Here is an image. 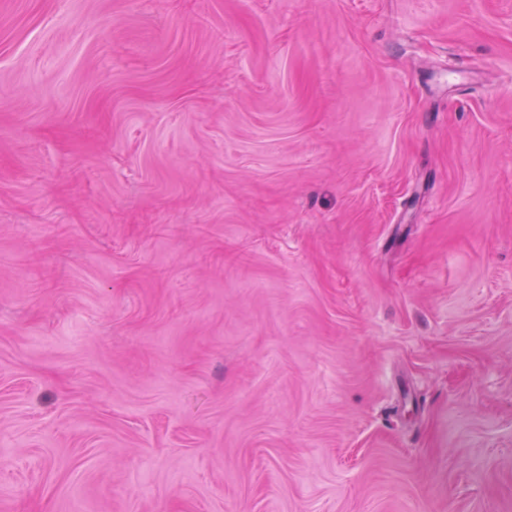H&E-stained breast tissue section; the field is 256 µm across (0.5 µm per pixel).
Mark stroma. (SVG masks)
<instances>
[{
	"label": "stroma",
	"mask_w": 512,
	"mask_h": 512,
	"mask_svg": "<svg viewBox=\"0 0 512 512\" xmlns=\"http://www.w3.org/2000/svg\"><path fill=\"white\" fill-rule=\"evenodd\" d=\"M0 512H512V0H0Z\"/></svg>",
	"instance_id": "35a3bbf8"
}]
</instances>
